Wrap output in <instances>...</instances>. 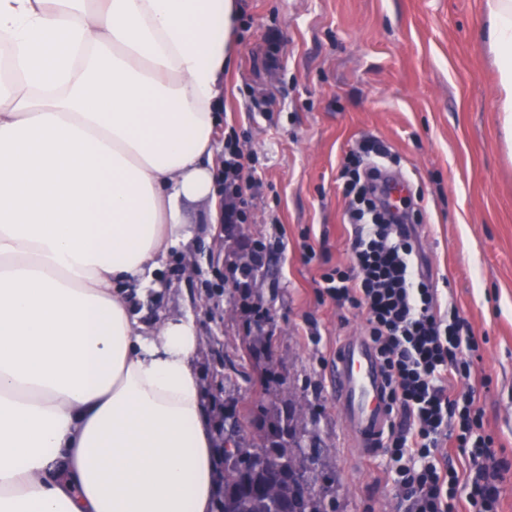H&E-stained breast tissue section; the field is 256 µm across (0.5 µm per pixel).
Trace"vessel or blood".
<instances>
[{
    "mask_svg": "<svg viewBox=\"0 0 512 512\" xmlns=\"http://www.w3.org/2000/svg\"><path fill=\"white\" fill-rule=\"evenodd\" d=\"M331 381L336 408L355 455L375 452L390 422L387 384L377 352L366 337H346L336 351Z\"/></svg>",
    "mask_w": 512,
    "mask_h": 512,
    "instance_id": "vessel-or-blood-1",
    "label": "vessel or blood"
}]
</instances>
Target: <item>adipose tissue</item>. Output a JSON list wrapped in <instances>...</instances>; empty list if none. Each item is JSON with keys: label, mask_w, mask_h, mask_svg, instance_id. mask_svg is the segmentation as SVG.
<instances>
[{"label": "adipose tissue", "mask_w": 512, "mask_h": 512, "mask_svg": "<svg viewBox=\"0 0 512 512\" xmlns=\"http://www.w3.org/2000/svg\"><path fill=\"white\" fill-rule=\"evenodd\" d=\"M512 139V0H485ZM232 0H0V512H214L219 450L190 316L138 325L224 220L215 131Z\"/></svg>", "instance_id": "obj_1"}]
</instances>
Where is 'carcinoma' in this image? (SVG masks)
<instances>
[{
	"label": "carcinoma",
	"mask_w": 512,
	"mask_h": 512,
	"mask_svg": "<svg viewBox=\"0 0 512 512\" xmlns=\"http://www.w3.org/2000/svg\"><path fill=\"white\" fill-rule=\"evenodd\" d=\"M234 290L242 280L254 281L261 266L252 265L247 254L237 251L224 259ZM248 332L241 360L249 361L253 387L266 394L255 408L224 404L219 428L224 448L223 490L216 512H336L334 500L316 488L313 465L321 457L320 448L304 451L306 441H315L307 429L301 402L293 393L284 399L268 393L275 378L272 364L273 336L265 332L260 320ZM267 457L278 461L279 469L259 467Z\"/></svg>",
	"instance_id": "carcinoma-1"
}]
</instances>
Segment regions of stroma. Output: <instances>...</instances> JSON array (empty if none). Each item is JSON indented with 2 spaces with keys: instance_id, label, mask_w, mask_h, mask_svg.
Here are the masks:
<instances>
[{
  "instance_id": "obj_1",
  "label": "stroma",
  "mask_w": 512,
  "mask_h": 512,
  "mask_svg": "<svg viewBox=\"0 0 512 512\" xmlns=\"http://www.w3.org/2000/svg\"><path fill=\"white\" fill-rule=\"evenodd\" d=\"M216 143L235 134L265 175L247 223L209 221V200L183 201L196 228L173 251L157 289L130 291L139 324L193 315L208 347L237 358L247 304L268 314L280 392L307 406L332 478L336 512H402L383 453L352 460L330 372L337 345L365 334L362 315L320 296L321 274L345 261L347 201L337 181L365 138L390 153L392 171L421 191L416 233L426 273L454 299L479 349L483 428L501 464L500 512H512V153L495 110L497 69L482 39L484 0H236ZM316 257H301L303 242ZM265 243L250 300L224 290V255ZM208 395L257 405L251 366L225 372L202 353Z\"/></svg>"
}]
</instances>
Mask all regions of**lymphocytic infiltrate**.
I'll return each instance as SVG.
<instances>
[{
    "label": "lymphocytic infiltrate",
    "mask_w": 512,
    "mask_h": 512,
    "mask_svg": "<svg viewBox=\"0 0 512 512\" xmlns=\"http://www.w3.org/2000/svg\"><path fill=\"white\" fill-rule=\"evenodd\" d=\"M387 150L364 140L341 169L351 228L346 262L321 276L319 292L361 312L382 362L390 411L399 419L384 443L391 481L404 512H498L499 466L482 432V410L466 386L475 374L474 336L456 304L440 306L437 290L415 267L418 201L390 210L380 190ZM224 221L241 224L260 183L235 136L224 140ZM463 458L465 469L455 467Z\"/></svg>",
    "instance_id": "lymphocytic-infiltrate-1"
}]
</instances>
